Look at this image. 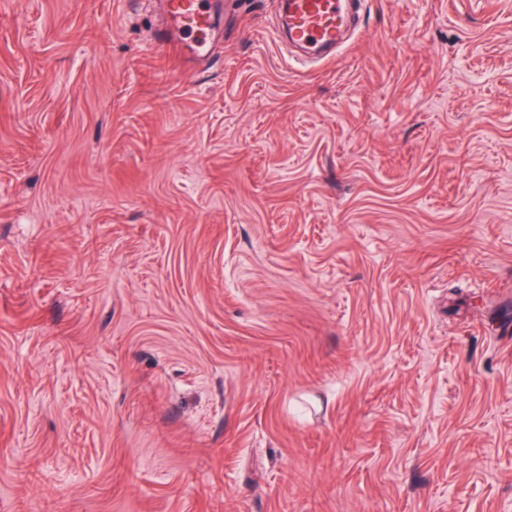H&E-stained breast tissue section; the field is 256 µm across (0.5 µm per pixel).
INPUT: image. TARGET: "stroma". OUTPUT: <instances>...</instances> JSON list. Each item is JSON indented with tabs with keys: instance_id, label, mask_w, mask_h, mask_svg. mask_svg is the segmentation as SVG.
<instances>
[{
	"instance_id": "obj_1",
	"label": "stroma",
	"mask_w": 512,
	"mask_h": 512,
	"mask_svg": "<svg viewBox=\"0 0 512 512\" xmlns=\"http://www.w3.org/2000/svg\"><path fill=\"white\" fill-rule=\"evenodd\" d=\"M0 0V512H512V0ZM171 29L183 33L186 43L178 42L167 34H159L155 44L161 47L177 45L179 54L197 64L207 62L208 41L216 27V12L205 7L201 0H160ZM353 0H283L288 46L322 59L340 44L347 32Z\"/></svg>"
}]
</instances>
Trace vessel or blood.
<instances>
[{
	"label": "vessel or blood",
	"mask_w": 512,
	"mask_h": 512,
	"mask_svg": "<svg viewBox=\"0 0 512 512\" xmlns=\"http://www.w3.org/2000/svg\"><path fill=\"white\" fill-rule=\"evenodd\" d=\"M171 29L183 33L186 41L175 44L161 34V47L178 46L180 54L197 64L209 57L208 41L216 27V14L202 0H161ZM354 0H281L280 8L288 25L287 43L320 58L340 44L347 32Z\"/></svg>",
	"instance_id": "obj_1"
}]
</instances>
